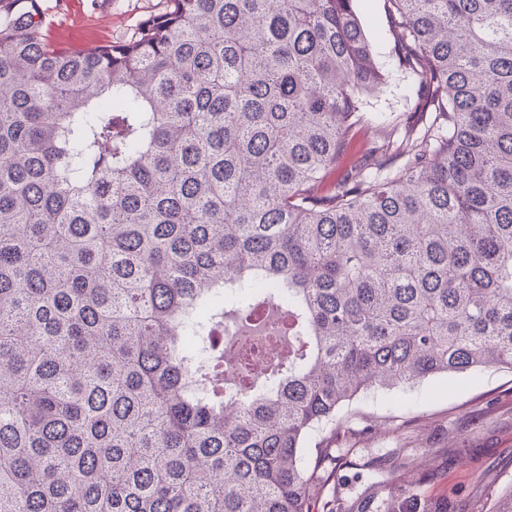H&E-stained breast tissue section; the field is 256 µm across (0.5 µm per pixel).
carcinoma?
Listing matches in <instances>:
<instances>
[{
	"instance_id": "obj_1",
	"label": "carcinoma",
	"mask_w": 512,
	"mask_h": 512,
	"mask_svg": "<svg viewBox=\"0 0 512 512\" xmlns=\"http://www.w3.org/2000/svg\"><path fill=\"white\" fill-rule=\"evenodd\" d=\"M386 2L442 129L382 181L336 176L392 80L353 0H169L96 54L0 0V512H313L357 394L512 369V0ZM267 299L292 348L229 386Z\"/></svg>"
}]
</instances>
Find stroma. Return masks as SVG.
Here are the masks:
<instances>
[{
    "label": "stroma",
    "mask_w": 512,
    "mask_h": 512,
    "mask_svg": "<svg viewBox=\"0 0 512 512\" xmlns=\"http://www.w3.org/2000/svg\"><path fill=\"white\" fill-rule=\"evenodd\" d=\"M54 44L82 48L136 38L167 0H41ZM381 62L394 64L397 48L385 0H354ZM394 84L371 99L350 154L370 170L389 174L394 150L406 133L430 124L435 114L405 98ZM337 431L340 451L312 490L315 506L340 498H384L420 492L433 512H491L512 488V370L482 368L436 375L414 385L375 388L340 409L335 428L321 427L319 442ZM413 463L400 464V453Z\"/></svg>",
    "instance_id": "35a3bbf8"
}]
</instances>
